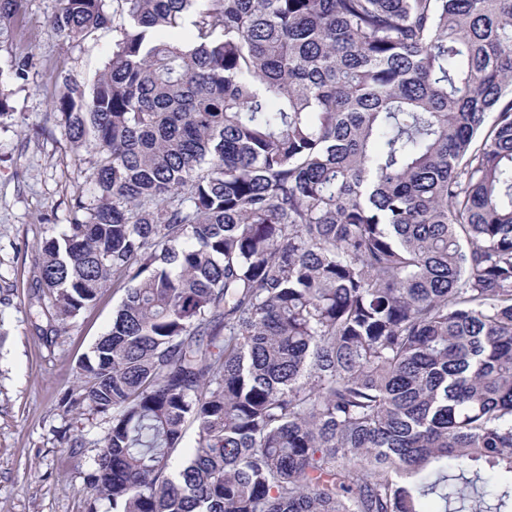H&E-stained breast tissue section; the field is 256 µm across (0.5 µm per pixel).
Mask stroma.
<instances>
[{"label":"stroma","mask_w":512,"mask_h":512,"mask_svg":"<svg viewBox=\"0 0 512 512\" xmlns=\"http://www.w3.org/2000/svg\"><path fill=\"white\" fill-rule=\"evenodd\" d=\"M60 6L26 0L0 44V72L17 52L38 62L26 83H7L13 114L0 119V512H113L89 485L108 424L66 411L62 398L79 385V365L108 331L122 295L107 287L76 317L49 319L38 303L45 294L38 264L43 240L70 224L75 200L91 199L92 153L72 147L52 109L57 76L92 83L117 34L58 37L50 19Z\"/></svg>","instance_id":"obj_1"}]
</instances>
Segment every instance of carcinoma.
Masks as SVG:
<instances>
[{"label":"carcinoma","instance_id":"obj_1","mask_svg":"<svg viewBox=\"0 0 512 512\" xmlns=\"http://www.w3.org/2000/svg\"><path fill=\"white\" fill-rule=\"evenodd\" d=\"M113 2L51 19L119 36L52 102L94 195L39 263L64 318L124 291L63 399L110 423L93 491L512 512V0Z\"/></svg>","mask_w":512,"mask_h":512}]
</instances>
